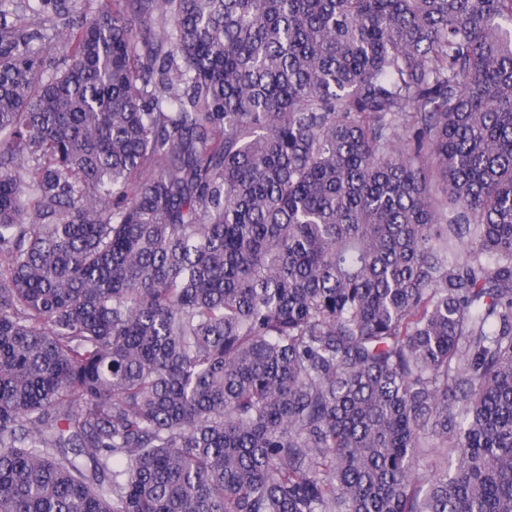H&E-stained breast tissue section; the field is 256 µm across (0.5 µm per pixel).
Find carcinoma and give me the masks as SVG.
<instances>
[{
    "instance_id": "obj_1",
    "label": "carcinoma",
    "mask_w": 512,
    "mask_h": 512,
    "mask_svg": "<svg viewBox=\"0 0 512 512\" xmlns=\"http://www.w3.org/2000/svg\"><path fill=\"white\" fill-rule=\"evenodd\" d=\"M0 512H512V0H0Z\"/></svg>"
}]
</instances>
